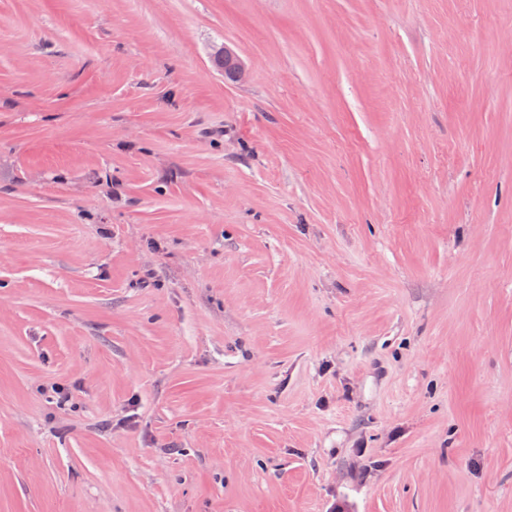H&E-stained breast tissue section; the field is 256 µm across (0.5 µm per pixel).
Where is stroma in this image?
Instances as JSON below:
<instances>
[{
	"label": "stroma",
	"mask_w": 512,
	"mask_h": 512,
	"mask_svg": "<svg viewBox=\"0 0 512 512\" xmlns=\"http://www.w3.org/2000/svg\"><path fill=\"white\" fill-rule=\"evenodd\" d=\"M335 501L512 512V0H0V512Z\"/></svg>",
	"instance_id": "stroma-1"
}]
</instances>
